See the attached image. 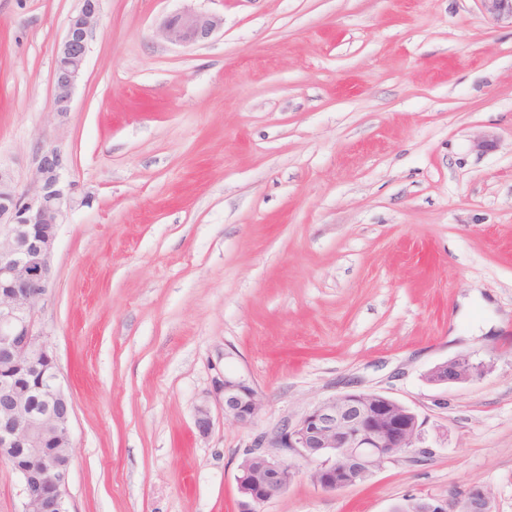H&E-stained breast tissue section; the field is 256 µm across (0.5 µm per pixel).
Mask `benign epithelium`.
Returning <instances> with one entry per match:
<instances>
[{
    "label": "benign epithelium",
    "mask_w": 512,
    "mask_h": 512,
    "mask_svg": "<svg viewBox=\"0 0 512 512\" xmlns=\"http://www.w3.org/2000/svg\"><path fill=\"white\" fill-rule=\"evenodd\" d=\"M102 0H80L55 52L54 107L65 119L81 79ZM494 21L512 22V0H479ZM222 19L205 12H180L160 25L162 37L178 46L208 41ZM68 156L58 146L41 148L30 188L19 190L10 172L0 169V368L11 374L35 371L37 382L23 388L0 386V458L24 453L16 469L22 483L21 512H70L67 499L72 465L73 405L63 389L55 358L36 327V315L52 281V261L59 229L77 203L75 184L64 180ZM487 365L468 354L434 366V385L468 383ZM224 417L248 425L261 400L243 376L216 382ZM55 439L63 453L46 457L43 442ZM421 439L418 415L381 393L347 391L323 400L294 422H286L267 441L260 439L245 455L236 476L239 512H261V506L285 491L294 471L288 457L315 464L310 481L326 492L355 486L384 463L410 453ZM391 512H492L489 497L473 487L465 499L413 497Z\"/></svg>",
    "instance_id": "7a95c632"
}]
</instances>
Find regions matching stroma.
<instances>
[{
    "instance_id": "1",
    "label": "stroma",
    "mask_w": 512,
    "mask_h": 512,
    "mask_svg": "<svg viewBox=\"0 0 512 512\" xmlns=\"http://www.w3.org/2000/svg\"><path fill=\"white\" fill-rule=\"evenodd\" d=\"M78 6L0 0V166L27 188L58 143L79 198L37 315L74 407L70 512H238L245 450L352 388L412 408L428 456L336 493L298 463L262 512L476 485L512 512V25L479 0H102L62 120ZM178 11L222 25L175 46ZM460 354L489 370L427 381ZM227 373L259 392L250 425ZM79 2L80 6L69 19L66 34L58 45L54 58V107L55 113L62 120L70 112L73 91L83 75L102 0ZM216 394L222 397L225 418L249 425L261 409L258 391L243 376H226L216 382Z\"/></svg>"
}]
</instances>
